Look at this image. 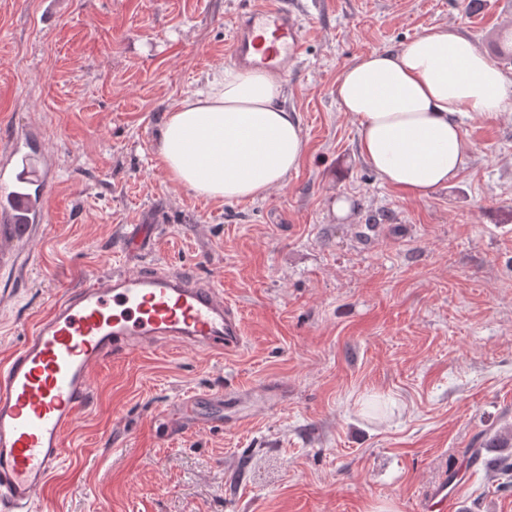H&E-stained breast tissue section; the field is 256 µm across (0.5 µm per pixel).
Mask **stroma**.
Returning a JSON list of instances; mask_svg holds the SVG:
<instances>
[{
	"mask_svg": "<svg viewBox=\"0 0 512 512\" xmlns=\"http://www.w3.org/2000/svg\"><path fill=\"white\" fill-rule=\"evenodd\" d=\"M252 2L0 0V158L27 131L51 184L49 228L0 275V359L93 273L153 262L215 278L244 330L228 355L170 343L96 366L32 512H418L449 454L512 428V112L462 117L468 164L413 199L336 101L355 58L432 26L489 51L512 0H297L306 51L283 79L304 159L265 198L224 202L170 180L158 148ZM148 213L153 247L128 257ZM208 393L220 425L174 433ZM498 484L478 466L455 512H512Z\"/></svg>",
	"mask_w": 512,
	"mask_h": 512,
	"instance_id": "1",
	"label": "stroma"
}]
</instances>
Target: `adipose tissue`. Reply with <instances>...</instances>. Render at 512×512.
<instances>
[{
  "label": "adipose tissue",
  "instance_id": "1",
  "mask_svg": "<svg viewBox=\"0 0 512 512\" xmlns=\"http://www.w3.org/2000/svg\"><path fill=\"white\" fill-rule=\"evenodd\" d=\"M280 75L226 70L168 112L159 159L169 178L227 202L265 197L297 170L306 141L283 103ZM358 126L362 157L411 198L446 187L471 146L459 118L512 112V80L474 42L445 26L411 43L361 56L336 83Z\"/></svg>",
  "mask_w": 512,
  "mask_h": 512
}]
</instances>
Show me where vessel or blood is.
Returning a JSON list of instances; mask_svg holds the SVG:
<instances>
[{"mask_svg": "<svg viewBox=\"0 0 512 512\" xmlns=\"http://www.w3.org/2000/svg\"><path fill=\"white\" fill-rule=\"evenodd\" d=\"M303 51L289 0H256L233 33L231 62L285 72ZM15 148L0 160V273L15 271L48 218L49 181ZM148 224L131 225L122 247L141 254ZM21 344L0 361V512H32L64 458L65 435L88 405L91 371L125 353L178 343L238 351L242 325L216 281L157 263L136 273L93 276L22 326ZM440 478L421 512H450Z\"/></svg>", "mask_w": 512, "mask_h": 512, "instance_id": "b4317fda", "label": "vessel or blood"}]
</instances>
